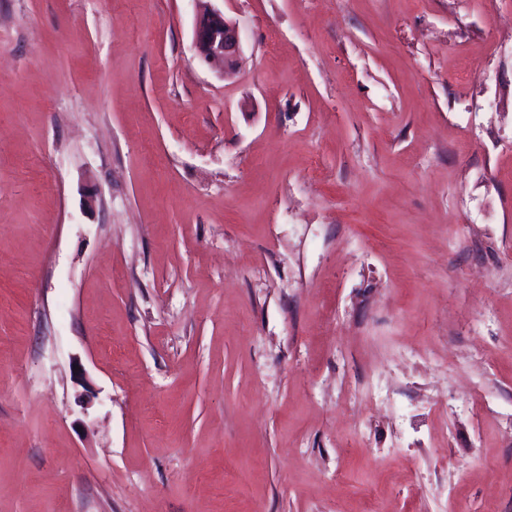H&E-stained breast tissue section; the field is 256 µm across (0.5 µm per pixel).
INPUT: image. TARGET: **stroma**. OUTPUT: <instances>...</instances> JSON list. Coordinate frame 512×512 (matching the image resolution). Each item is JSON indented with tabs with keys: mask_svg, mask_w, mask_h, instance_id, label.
I'll return each instance as SVG.
<instances>
[{
	"mask_svg": "<svg viewBox=\"0 0 512 512\" xmlns=\"http://www.w3.org/2000/svg\"><path fill=\"white\" fill-rule=\"evenodd\" d=\"M0 512H512V0H0ZM193 46L202 63L219 65L224 72L240 61V42L235 23L218 8H206L197 16Z\"/></svg>",
	"mask_w": 512,
	"mask_h": 512,
	"instance_id": "35a3bbf8",
	"label": "stroma"
}]
</instances>
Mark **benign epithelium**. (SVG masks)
Returning <instances> with one entry per match:
<instances>
[{
  "label": "benign epithelium",
  "mask_w": 512,
  "mask_h": 512,
  "mask_svg": "<svg viewBox=\"0 0 512 512\" xmlns=\"http://www.w3.org/2000/svg\"><path fill=\"white\" fill-rule=\"evenodd\" d=\"M193 46L199 60L228 72L240 61V42L235 23L218 8H206L197 16Z\"/></svg>",
  "instance_id": "benign-epithelium-1"
}]
</instances>
